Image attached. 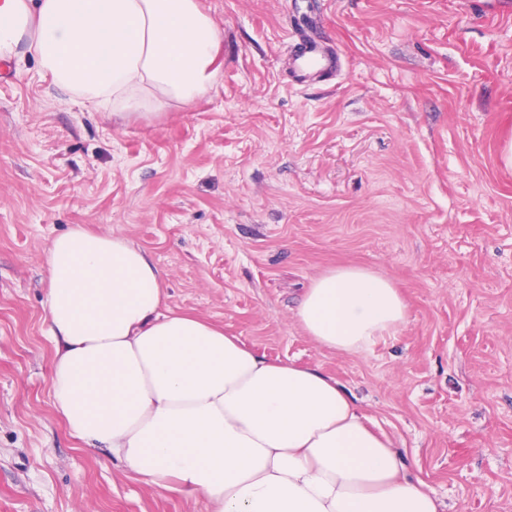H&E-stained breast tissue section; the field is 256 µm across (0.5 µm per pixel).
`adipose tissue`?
I'll return each mask as SVG.
<instances>
[{
  "label": "adipose tissue",
  "instance_id": "1",
  "mask_svg": "<svg viewBox=\"0 0 512 512\" xmlns=\"http://www.w3.org/2000/svg\"><path fill=\"white\" fill-rule=\"evenodd\" d=\"M25 37L40 73L120 115L206 94L220 42L196 0H0V62ZM46 274L61 340L53 407L147 484L199 496L206 512H440L334 378L169 308L142 248L78 226L52 241ZM295 319L319 349L353 354L410 311L385 274L339 266L312 280Z\"/></svg>",
  "mask_w": 512,
  "mask_h": 512
}]
</instances>
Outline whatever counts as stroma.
I'll list each match as a JSON object with an SVG mask.
<instances>
[{"label": "stroma", "mask_w": 512, "mask_h": 512, "mask_svg": "<svg viewBox=\"0 0 512 512\" xmlns=\"http://www.w3.org/2000/svg\"><path fill=\"white\" fill-rule=\"evenodd\" d=\"M221 35L201 99L73 103L20 44L0 64V512H204L72 437L50 394L46 250L76 225L165 273L172 309L335 378L443 512H512V0H197ZM340 69L301 84L293 36ZM391 278L409 326L319 349L311 281Z\"/></svg>", "instance_id": "35a3bbf8"}]
</instances>
